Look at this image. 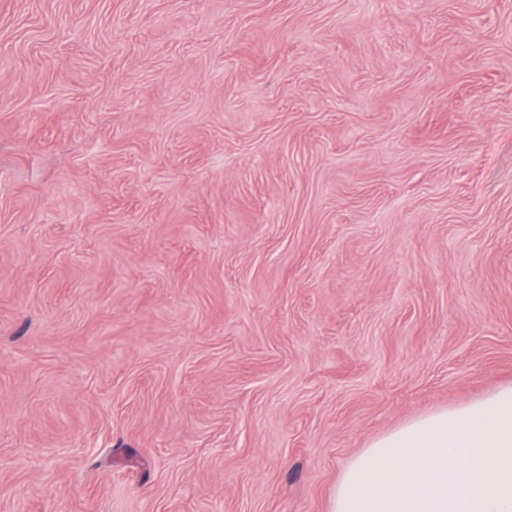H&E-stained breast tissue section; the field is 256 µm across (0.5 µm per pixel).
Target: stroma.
<instances>
[{"instance_id": "stroma-1", "label": "stroma", "mask_w": 512, "mask_h": 512, "mask_svg": "<svg viewBox=\"0 0 512 512\" xmlns=\"http://www.w3.org/2000/svg\"><path fill=\"white\" fill-rule=\"evenodd\" d=\"M512 381V0H0V512H332Z\"/></svg>"}]
</instances>
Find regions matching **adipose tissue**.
<instances>
[{
    "mask_svg": "<svg viewBox=\"0 0 512 512\" xmlns=\"http://www.w3.org/2000/svg\"><path fill=\"white\" fill-rule=\"evenodd\" d=\"M333 512H512V383L372 439L342 466Z\"/></svg>",
    "mask_w": 512,
    "mask_h": 512,
    "instance_id": "obj_1",
    "label": "adipose tissue"
}]
</instances>
